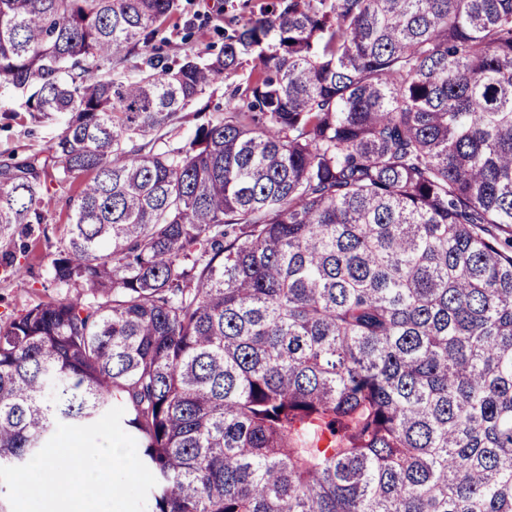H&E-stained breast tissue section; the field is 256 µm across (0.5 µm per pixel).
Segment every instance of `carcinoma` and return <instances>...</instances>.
Returning a JSON list of instances; mask_svg holds the SVG:
<instances>
[{"label":"carcinoma","mask_w":512,"mask_h":512,"mask_svg":"<svg viewBox=\"0 0 512 512\" xmlns=\"http://www.w3.org/2000/svg\"><path fill=\"white\" fill-rule=\"evenodd\" d=\"M177 9L0 0V115L66 116L0 226L53 168L76 291L0 326V466L121 406L148 512H512V0H278L164 64ZM224 90L225 83L224 80H219L214 83L212 86L206 89V92L203 94L201 99L194 104L192 107H189L186 112H195L199 108H203L207 105V109L205 111V115L199 120L194 119L191 115L183 124L182 128L179 131L180 138H188L194 132L195 126L197 123L205 120V118H210L212 115L216 116L221 112H224Z\"/></svg>","instance_id":"obj_1"}]
</instances>
